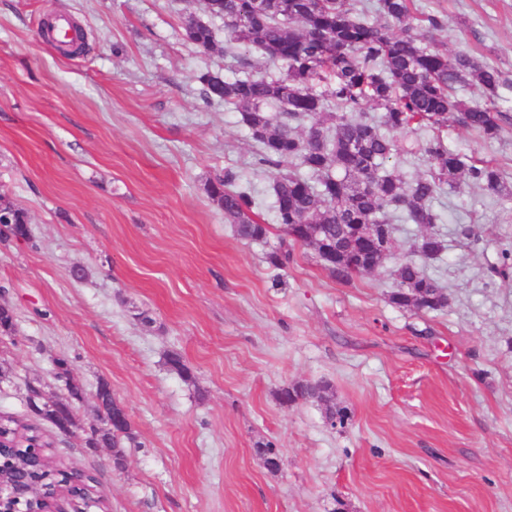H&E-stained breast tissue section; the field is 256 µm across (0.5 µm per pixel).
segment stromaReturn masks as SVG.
Here are the masks:
<instances>
[{
    "label": "stroma",
    "instance_id": "1",
    "mask_svg": "<svg viewBox=\"0 0 512 512\" xmlns=\"http://www.w3.org/2000/svg\"><path fill=\"white\" fill-rule=\"evenodd\" d=\"M447 18L436 43L512 71V0H418ZM70 16L76 57L40 35ZM204 0H0V194L30 238L0 228V414L39 424L29 386L84 389L69 434L51 432L55 468L92 475L105 512H512V200L471 184L436 195L445 249L426 266L448 294L426 313L389 301L418 226L375 272L336 282L311 250L287 269L278 244L239 239L210 200L225 169L264 221L271 179L239 115L197 80L236 61L182 35ZM498 139L449 125L450 149L496 167L512 187V89L496 101ZM179 353L193 373L167 363ZM69 362V375L56 366ZM107 382L129 417L126 462L85 441ZM298 382L330 384L346 417L282 404ZM273 442L282 466L257 447Z\"/></svg>",
    "mask_w": 512,
    "mask_h": 512
}]
</instances>
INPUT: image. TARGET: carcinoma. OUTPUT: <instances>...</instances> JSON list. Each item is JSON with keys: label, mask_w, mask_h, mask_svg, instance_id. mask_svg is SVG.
<instances>
[{"label": "carcinoma", "mask_w": 512, "mask_h": 512, "mask_svg": "<svg viewBox=\"0 0 512 512\" xmlns=\"http://www.w3.org/2000/svg\"><path fill=\"white\" fill-rule=\"evenodd\" d=\"M209 14L224 20V46L209 24L190 20L184 37L204 53H229L227 44L260 52L281 68L277 75L244 71L233 79L219 72L197 76L205 96L224 102L240 114L256 144V161L272 179L275 224L282 233L278 249L267 254L269 265L283 269L297 246L316 257L330 247L335 259L321 261L331 277L349 283L371 273L360 262L368 239L360 227L373 225L393 248L394 217L427 228L415 238L393 273L391 302L405 309L436 311L448 305L444 288L427 276L421 263L438 259L444 244L430 228L440 222L432 199L444 187L465 181L493 195L506 190L496 169L476 165L448 148L443 132L448 122L479 134L498 137L501 112L494 103L498 90L512 84V75L468 53L448 55L425 34L446 26L442 14H425L415 0H378L376 17L359 14L360 0H213ZM474 85L487 103H468L457 89ZM380 109L370 114L372 107ZM425 131L419 150L428 157L426 173L411 181L389 162L415 147L400 148L395 133ZM211 200L224 211L236 235L262 242L270 225L253 210L254 201L240 175L224 176L208 187ZM0 224L16 240L29 239L26 213L0 196ZM73 399L82 390L69 377L68 361L56 360ZM40 419L55 426L56 403L36 389ZM98 409L124 425L108 432L92 431L90 448L114 449L124 464L122 439L131 438L124 408L105 384L97 392ZM17 444L0 457V474L26 473L29 481L52 491L65 481L64 471L32 466L40 430L11 416H0V436Z\"/></svg>", "instance_id": "cac0c4a2"}]
</instances>
